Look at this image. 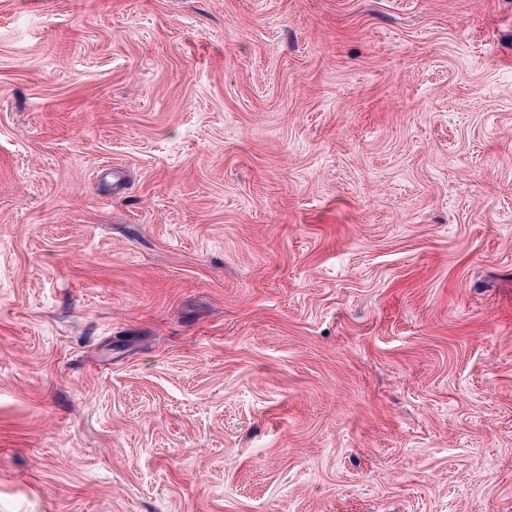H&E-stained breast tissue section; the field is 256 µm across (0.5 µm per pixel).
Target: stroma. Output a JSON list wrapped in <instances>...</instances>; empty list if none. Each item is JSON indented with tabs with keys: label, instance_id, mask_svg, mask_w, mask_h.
<instances>
[{
	"label": "stroma",
	"instance_id": "obj_1",
	"mask_svg": "<svg viewBox=\"0 0 512 512\" xmlns=\"http://www.w3.org/2000/svg\"><path fill=\"white\" fill-rule=\"evenodd\" d=\"M0 512H512V0H0Z\"/></svg>",
	"mask_w": 512,
	"mask_h": 512
}]
</instances>
